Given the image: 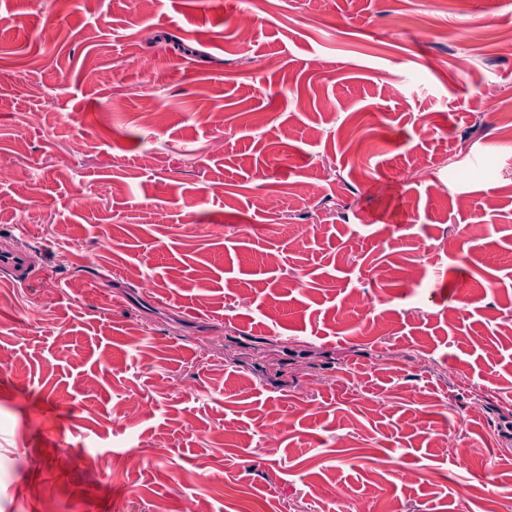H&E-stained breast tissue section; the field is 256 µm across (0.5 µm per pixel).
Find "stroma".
Masks as SVG:
<instances>
[{
  "label": "stroma",
  "instance_id": "1",
  "mask_svg": "<svg viewBox=\"0 0 512 512\" xmlns=\"http://www.w3.org/2000/svg\"><path fill=\"white\" fill-rule=\"evenodd\" d=\"M427 6L0 0V249L39 245L0 271V512L512 507V0Z\"/></svg>",
  "mask_w": 512,
  "mask_h": 512
}]
</instances>
